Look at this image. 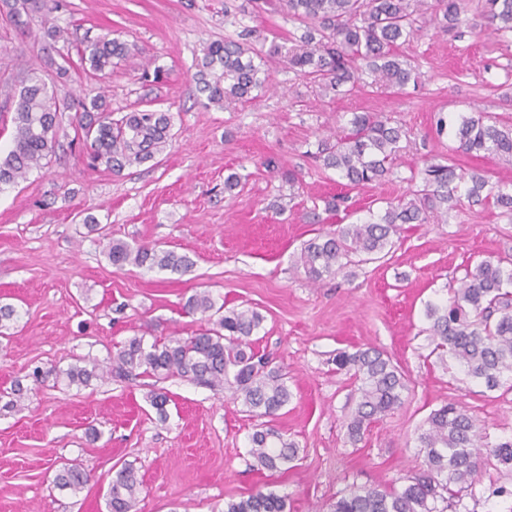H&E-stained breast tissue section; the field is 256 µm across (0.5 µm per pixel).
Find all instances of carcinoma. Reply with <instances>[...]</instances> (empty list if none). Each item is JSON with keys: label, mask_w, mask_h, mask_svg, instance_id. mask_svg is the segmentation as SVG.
Segmentation results:
<instances>
[{"label": "carcinoma", "mask_w": 512, "mask_h": 512, "mask_svg": "<svg viewBox=\"0 0 512 512\" xmlns=\"http://www.w3.org/2000/svg\"><path fill=\"white\" fill-rule=\"evenodd\" d=\"M6 14L19 27L31 12L52 10L48 0H0ZM252 11L274 10L298 24L301 34L287 49L273 43L268 50L249 42L250 30L236 37L209 43L196 63L194 81L207 104L219 107L246 102L265 88L267 63L278 59L284 68L302 76L324 94L350 95L358 87L363 71L373 83L401 90L417 81L414 65L397 53L399 41L416 31L415 14L430 9L439 27L473 26L480 16L496 31L512 32V0H251ZM43 40L68 46V29L57 25L43 31ZM80 62L96 76L105 74L113 61L130 62L137 56L135 45L107 35L84 41L76 48ZM16 106L11 118L12 147L0 158V191L41 169L55 153L62 113L72 112L81 130L90 165L105 166L114 174L126 167L155 159L174 138V115L161 109L143 108L113 117L104 96L59 102L47 79L32 69L14 93ZM452 129L454 151L483 153L512 164V123L485 119L482 113L460 114L449 121L441 116L435 131L441 136ZM406 138L402 126L375 112H353L349 128L330 134L318 145L316 159L333 170L348 186L380 182L392 174L393 161ZM420 178L423 188L408 202L387 203L374 220L340 224L318 234L301 248L298 265L306 277L319 282L334 277L352 258L371 262L385 257L395 245L394 236L404 224L448 223V211L460 202L458 189L468 183L465 198L473 205L512 212V191L493 185L480 172H457L453 165L430 162L411 178ZM104 252L118 270L131 265L153 270L179 271L191 260L173 250L138 245L102 235ZM184 309L201 315L204 326L192 336H169L148 344L132 336L115 347L102 365L88 361L65 370L40 367L28 374L34 387L54 374L68 384L89 386L105 376L119 379L178 377L213 391L228 387L247 412L264 419L249 437V454L256 466L278 471L298 454L295 442L285 438L269 421L285 408L292 394L282 368L259 353L252 336L264 317L255 310L226 309L209 292L190 295ZM432 353L451 359L468 376L495 390L505 374L512 375V268L502 261L483 260L466 270L450 298L427 303ZM336 366L358 384L359 402L347 424L349 438L357 442L371 424L400 407L409 391L405 373L383 351L358 349L336 355ZM169 398L153 392L150 405L159 421L168 419ZM422 462L420 471L399 487L383 490L352 487L336 498L330 512H446L439 504L462 497L473 486L482 455L502 464H512V441L492 446L481 443L475 420L465 410L446 404L432 411L418 434ZM89 481L76 460L61 463L53 479L59 490L81 491ZM140 481L134 464L112 470L106 493L109 512H133ZM288 496L259 490L239 501H229L224 512H285Z\"/></svg>", "instance_id": "carcinoma-1"}]
</instances>
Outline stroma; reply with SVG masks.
<instances>
[{"mask_svg":"<svg viewBox=\"0 0 512 512\" xmlns=\"http://www.w3.org/2000/svg\"><path fill=\"white\" fill-rule=\"evenodd\" d=\"M248 0H58L28 18L20 33L0 12V81L46 68L45 22L75 38L110 35L134 44L139 62L164 70L143 82L137 64L119 63L93 77L78 56L54 78L61 100L104 94L113 112L149 101L175 116V137L157 159L115 174L88 166L64 115L58 146L44 168L0 193V304L18 317L0 338V393L33 365L67 368L106 361L132 336L153 341L193 335L199 316L188 296L208 290L229 308L264 317L258 346L288 374L292 398L274 425L300 448L287 469L253 468L248 438L259 420L232 391L187 380L161 382L170 398L160 423L145 380L116 378L66 387L46 379L24 410L0 411V512H107L104 493L114 464L134 463L143 478L137 512H224L225 502L257 490L287 495L286 512H329L353 486L387 488L419 467L417 436L430 412L458 403L490 443L512 439V386L487 390L454 361H439L428 343L426 302L446 299L453 280L482 260L512 263V213L461 203L444 224L406 225L391 253L354 263L336 277L309 282L296 268L302 244L341 221L315 212L322 198L347 192L356 219L383 212L408 194L411 171L452 157L490 183L512 187V165L481 154H449L452 135L437 137V116L484 112L512 122V33L435 28L399 46L418 84L379 85L350 97L321 95L279 63L269 88L228 109L204 108L196 95V58L214 40L251 27L256 45L287 43L293 21L247 12ZM378 112L407 133L393 174L344 190L314 157L320 139L346 127L352 113ZM299 180L288 185L285 176ZM238 187L225 191L229 174ZM130 244H156L188 256L186 271L112 267L102 232ZM374 347L407 374L401 407L351 442L347 423L356 386L338 371V351ZM78 460L90 480L78 494L53 489L58 460ZM512 466L485 457L462 503L448 512H512Z\"/></svg>","mask_w":512,"mask_h":512,"instance_id":"1","label":"stroma"}]
</instances>
